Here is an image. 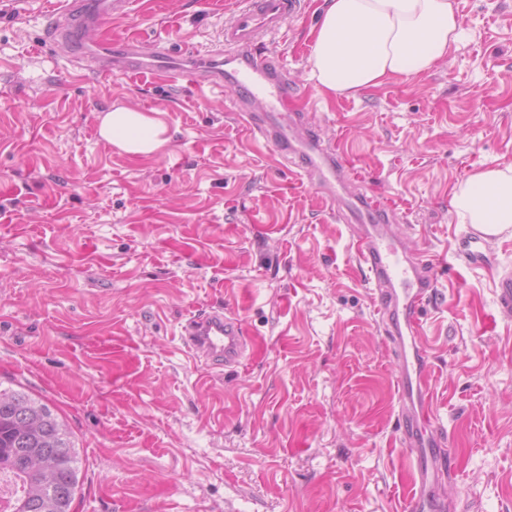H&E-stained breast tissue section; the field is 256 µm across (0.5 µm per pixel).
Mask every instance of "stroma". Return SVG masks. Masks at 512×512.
<instances>
[{
    "label": "stroma",
    "mask_w": 512,
    "mask_h": 512,
    "mask_svg": "<svg viewBox=\"0 0 512 512\" xmlns=\"http://www.w3.org/2000/svg\"><path fill=\"white\" fill-rule=\"evenodd\" d=\"M56 0H0V386L42 400L78 450L73 512H395L409 480L401 366L348 223L315 180L248 138L231 87L98 76L44 42ZM464 36L412 78L346 97L309 79L315 0L265 52L293 108L408 257L437 261L421 340L456 475L445 512H512V229L468 266L451 201L482 163L512 164V0H456ZM229 0H134L89 40L214 49ZM121 103L162 110L171 142L140 158L98 134ZM234 312L241 367L205 366L181 326Z\"/></svg>",
    "instance_id": "stroma-1"
}]
</instances>
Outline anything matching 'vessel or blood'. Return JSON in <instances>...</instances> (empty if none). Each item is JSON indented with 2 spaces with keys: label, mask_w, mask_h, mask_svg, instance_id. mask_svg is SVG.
Wrapping results in <instances>:
<instances>
[{
  "label": "vessel or blood",
  "mask_w": 512,
  "mask_h": 512,
  "mask_svg": "<svg viewBox=\"0 0 512 512\" xmlns=\"http://www.w3.org/2000/svg\"><path fill=\"white\" fill-rule=\"evenodd\" d=\"M130 0H61L58 23L49 33L65 43L73 59L93 64L95 71L149 74L158 83L181 78L197 89L231 83L240 111L253 137L271 143L281 155L322 183L331 204L354 228L355 257L373 288L375 311L404 370L397 382L401 440L411 452V478L398 512H438L436 488L454 471L446 431L431 422L430 403L421 381L427 372L426 352L416 346L423 332L421 312L436 294L430 260L400 254L387 226L393 215L363 205L341 177L346 156L323 148L314 129L300 115L284 111L293 93L285 67H272L259 46L264 38L285 36L300 0H237L224 23V38L207 54H179L137 38L92 43L83 33L109 16L127 13ZM182 340L193 355L209 365L240 366L250 356L252 341L241 320L225 309L191 315L181 327Z\"/></svg>",
  "instance_id": "b4317fda"
}]
</instances>
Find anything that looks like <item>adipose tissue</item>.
I'll return each mask as SVG.
<instances>
[{
  "mask_svg": "<svg viewBox=\"0 0 512 512\" xmlns=\"http://www.w3.org/2000/svg\"><path fill=\"white\" fill-rule=\"evenodd\" d=\"M321 20L308 58L316 89L351 96L393 77H416L447 58L462 30L455 0H321ZM101 137L118 151L151 156L171 136L159 112L112 106L100 117ZM461 222L493 233L512 227V165L469 173L452 197Z\"/></svg>",
  "mask_w": 512,
  "mask_h": 512,
  "instance_id": "ef3b65f1",
  "label": "adipose tissue"
}]
</instances>
